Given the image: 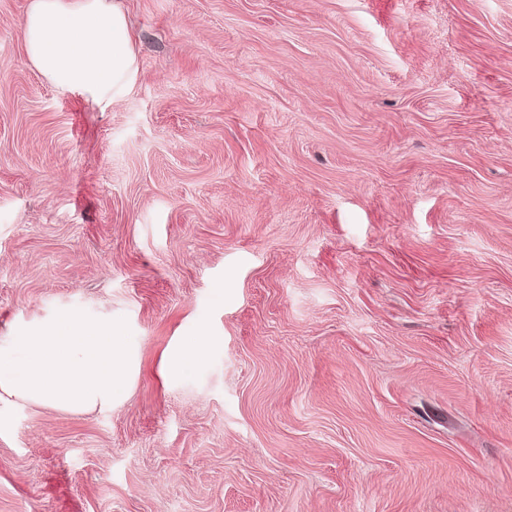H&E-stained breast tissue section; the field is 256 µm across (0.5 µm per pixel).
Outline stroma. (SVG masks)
Instances as JSON below:
<instances>
[{
  "mask_svg": "<svg viewBox=\"0 0 512 512\" xmlns=\"http://www.w3.org/2000/svg\"><path fill=\"white\" fill-rule=\"evenodd\" d=\"M28 5L0 343L67 305L130 373L0 405V512H512V0H122L104 110L28 62ZM211 342L212 340L208 336H199L192 346L174 350L167 360L168 370L172 373L179 372L183 367L199 358Z\"/></svg>",
  "mask_w": 512,
  "mask_h": 512,
  "instance_id": "1",
  "label": "stroma"
}]
</instances>
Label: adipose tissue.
<instances>
[{
	"label": "adipose tissue",
	"instance_id": "1",
	"mask_svg": "<svg viewBox=\"0 0 512 512\" xmlns=\"http://www.w3.org/2000/svg\"><path fill=\"white\" fill-rule=\"evenodd\" d=\"M21 25L28 60L61 91L105 108L138 76L119 0H31Z\"/></svg>",
	"mask_w": 512,
	"mask_h": 512
}]
</instances>
